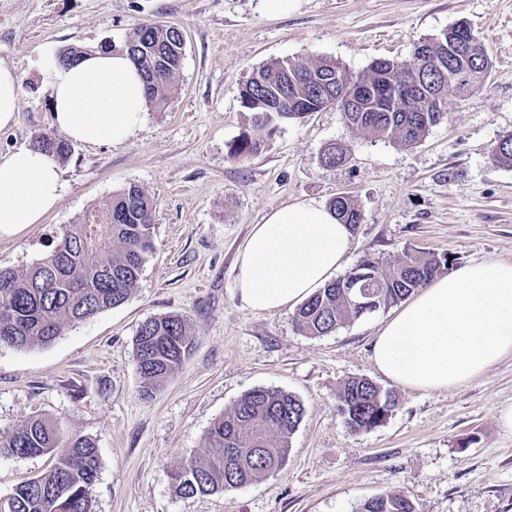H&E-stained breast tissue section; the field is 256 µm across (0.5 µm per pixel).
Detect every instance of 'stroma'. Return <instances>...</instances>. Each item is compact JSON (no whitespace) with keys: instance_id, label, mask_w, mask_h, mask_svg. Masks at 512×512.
<instances>
[{"instance_id":"1","label":"stroma","mask_w":512,"mask_h":512,"mask_svg":"<svg viewBox=\"0 0 512 512\" xmlns=\"http://www.w3.org/2000/svg\"><path fill=\"white\" fill-rule=\"evenodd\" d=\"M462 21L482 39L492 70L481 88L448 99L422 142L364 138L326 108L281 123L248 160L228 159L248 125L240 88L267 62L335 59L358 74L378 59L411 61L419 41ZM146 23L183 35L176 93L122 144L72 143L57 207L43 223L0 236V269L42 259L59 227L131 183L157 203L153 249L121 305L49 345L0 346V433L41 416L92 438L100 457L93 512H358L393 492L406 493L415 512H512V433L497 420L512 404L511 357L452 391L398 389L386 421L354 432L337 395L352 377L392 387L371 359L390 310L313 337L297 327L294 308L255 312L235 293V259L252 225L281 206L341 193L362 216L344 271L410 248L450 253L455 268L512 261V166L493 159L512 134V0H298L285 16L262 0H0V63L23 78L0 153L56 131L41 85L46 56L96 49ZM333 142L351 144L348 164L322 162ZM166 314L185 320L194 347L147 397L134 340L144 321ZM258 387L304 406L285 465L239 488L176 494V464L204 455L213 422ZM48 465L45 456L0 453V497Z\"/></svg>"}]
</instances>
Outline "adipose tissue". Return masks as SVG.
<instances>
[{
	"label": "adipose tissue",
	"mask_w": 512,
	"mask_h": 512,
	"mask_svg": "<svg viewBox=\"0 0 512 512\" xmlns=\"http://www.w3.org/2000/svg\"><path fill=\"white\" fill-rule=\"evenodd\" d=\"M55 126L88 145H117L141 130L144 82L125 54L95 50L69 66L45 59ZM61 193L51 154L21 146L0 154V236L41 223ZM352 240L329 206L300 201L253 225L236 259V292L257 312L306 301L336 277ZM512 358V262L474 263L417 292L380 329L377 370L417 392L462 387Z\"/></svg>",
	"instance_id": "1"
}]
</instances>
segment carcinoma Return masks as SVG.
<instances>
[{"instance_id":"carcinoma-1","label":"carcinoma","mask_w":512,"mask_h":512,"mask_svg":"<svg viewBox=\"0 0 512 512\" xmlns=\"http://www.w3.org/2000/svg\"><path fill=\"white\" fill-rule=\"evenodd\" d=\"M478 40L465 24L454 37L443 31L414 47L412 62L374 61L353 77L333 59L317 62L278 59L259 67L240 90V103L249 112L248 129L232 142L228 158L244 161L258 154L279 124L301 121L309 113L350 98L363 112L353 126L371 139H388L404 146L421 142L444 118L442 106L450 96L468 94L483 85L484 65L461 80L452 65L463 44ZM106 48L129 53L146 82L147 100L162 110L174 92V78L184 56V39L175 28L140 25L118 44ZM416 81L415 98L403 103L395 87L405 73ZM37 148L68 159L69 144L48 134L36 138ZM349 149L331 144L322 161L343 163ZM497 162L512 165V134L496 149ZM329 207L338 219L355 227L361 213L345 195ZM155 200L142 187L130 184L110 203L85 214L56 233L52 250L23 270H0V345L17 349L52 343L63 331L96 314L121 305L137 288L145 256L153 248ZM449 254L407 250L391 263L368 258L351 273L328 283L301 304L295 315L307 336H326L358 319L353 306L357 289L349 287L356 273L386 309L426 287L448 267ZM193 347V335L178 315L146 320L134 345V361L146 394L161 389L179 369ZM346 425L358 432L381 425L397 406L394 392L363 377L351 378L337 396ZM304 416L302 403L272 388H254L218 418L207 431L201 458L187 460L172 474L177 494L239 488L279 470L287 461L291 438ZM16 456L46 455L51 465L40 476L6 496L4 512H92L99 457L95 442L68 430L63 422L30 418L20 428L0 436V450ZM360 512H415L404 493H390L363 503Z\"/></svg>"}]
</instances>
